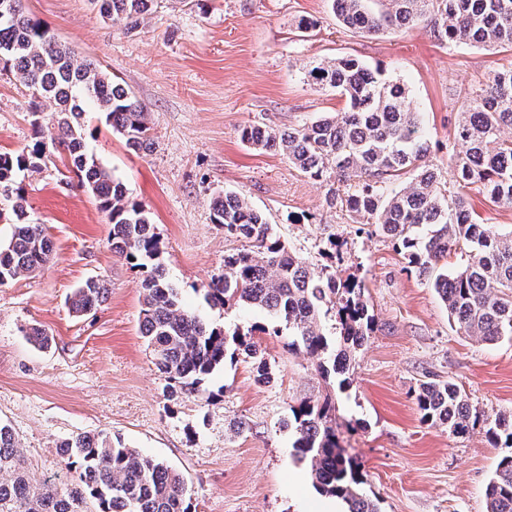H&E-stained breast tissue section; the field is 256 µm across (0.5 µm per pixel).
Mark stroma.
<instances>
[{
	"instance_id": "1",
	"label": "stroma",
	"mask_w": 512,
	"mask_h": 512,
	"mask_svg": "<svg viewBox=\"0 0 512 512\" xmlns=\"http://www.w3.org/2000/svg\"><path fill=\"white\" fill-rule=\"evenodd\" d=\"M77 57L103 69L147 108L151 151L134 152L104 114L88 109L87 143L151 214L161 262L184 306L209 325L255 332L274 373L255 383L238 355L206 381L208 396L172 392L139 332L143 275L113 253L93 195L60 156L18 173L32 222L44 225L51 261L0 285V423L7 425L34 485L62 475L61 441L106 433L169 464L184 478L190 512H324L327 495L293 457L286 426L301 401L332 397L336 438L357 464L380 512H486L485 487L500 449L484 419L512 413V338L484 343L461 335L430 280L410 268L391 237L352 222L330 193L286 155L242 141L243 127L288 130L340 111L335 90L310 85L312 66L351 56L407 85L421 112L430 168L447 173L469 90L512 67V51L443 44L424 20L399 32L354 33L329 0H156L138 29L103 20L90 0H23ZM310 22L300 30V22ZM29 90L0 69V151L33 138ZM245 198L308 265L327 264L365 287L374 332L355 355L349 382L324 378L317 361L288 348L264 311L203 300L225 256L243 241L214 224L221 190ZM103 278L109 294L78 316L71 292ZM37 325L50 348L23 334ZM452 380L481 419L468 434L423 422L421 381Z\"/></svg>"
}]
</instances>
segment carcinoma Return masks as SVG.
<instances>
[{
  "mask_svg": "<svg viewBox=\"0 0 512 512\" xmlns=\"http://www.w3.org/2000/svg\"><path fill=\"white\" fill-rule=\"evenodd\" d=\"M346 29L372 35L399 30L424 18L442 43L512 50V0H331ZM9 11L0 17V62L31 90L35 137L27 149L0 152V196L15 217L8 245L0 247V284L46 265L53 254L42 225L28 220L17 173L39 169L49 157L47 143L58 145L69 166L105 214L112 252L145 270L140 333L168 387L203 395L204 383L224 367L228 342L223 331L185 310L180 292L161 263V242L150 213L126 200L122 182L88 150L84 105L105 114L126 145L148 151L153 142L148 112L99 66L80 60L68 46L29 17L22 0H0ZM101 18L138 28L155 0H91ZM313 84L330 87L346 108L288 131L246 126L241 139L261 150L279 151L314 180L336 176L346 186L342 201L351 216L366 219L399 241L420 276L434 275V288L451 318L467 337L492 343L512 336V230L480 224L468 205L467 190L477 186L491 202L512 208V68L500 70L466 98L455 137L462 152L451 159V178L424 168L429 145L420 112L407 87L353 58H336L308 71ZM57 111L42 125L41 102ZM409 179L396 190L392 183ZM213 223L224 235L256 243L224 258V274L205 292L213 307L243 302L282 320L288 346L318 360L319 372L346 374L352 353L370 338L374 318L363 286L344 278L333 265L315 271L280 240L268 221L233 192L211 202ZM458 250L466 263L453 272L441 264ZM107 286L91 278L69 298L70 310L83 314L106 299ZM335 310L336 349L321 326L323 310ZM236 350L255 361L254 380L272 381L264 352L252 337L235 335ZM415 400L422 419L464 435L476 424L466 393L453 381L432 378L419 385ZM332 405L302 401L288 427L300 461H308L315 488L342 498L348 512H378L364 493L359 470L336 440ZM499 457L486 491L487 512H512V413L497 415L486 430ZM69 475L65 483L35 487L8 426L0 425V512H190L186 483L171 466L107 435H77L59 444Z\"/></svg>",
  "mask_w": 512,
  "mask_h": 512,
  "instance_id": "cac0c4a2",
  "label": "carcinoma"
}]
</instances>
